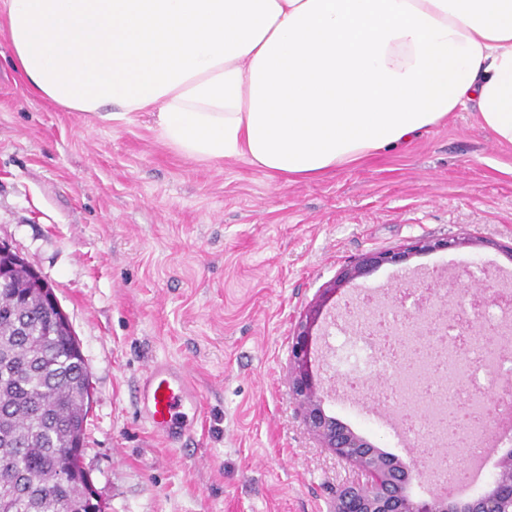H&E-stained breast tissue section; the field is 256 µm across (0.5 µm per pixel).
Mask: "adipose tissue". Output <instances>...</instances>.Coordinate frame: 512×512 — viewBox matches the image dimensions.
<instances>
[{"instance_id": "1", "label": "adipose tissue", "mask_w": 512, "mask_h": 512, "mask_svg": "<svg viewBox=\"0 0 512 512\" xmlns=\"http://www.w3.org/2000/svg\"><path fill=\"white\" fill-rule=\"evenodd\" d=\"M27 89L313 180L474 110L512 148V0H0Z\"/></svg>"}]
</instances>
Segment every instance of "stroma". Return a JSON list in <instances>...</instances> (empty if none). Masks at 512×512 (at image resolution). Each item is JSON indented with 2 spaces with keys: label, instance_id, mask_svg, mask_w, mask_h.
Returning <instances> with one entry per match:
<instances>
[{
  "label": "stroma",
  "instance_id": "stroma-1",
  "mask_svg": "<svg viewBox=\"0 0 512 512\" xmlns=\"http://www.w3.org/2000/svg\"><path fill=\"white\" fill-rule=\"evenodd\" d=\"M476 248L418 254L341 287L313 329L327 415L411 461L466 450L405 430L378 395L396 372L366 364L353 321L405 299L436 316L416 282L494 281L512 290V149L457 112L410 143L314 180L243 159L197 162L140 112L105 121L31 94L0 28V240L51 283L90 373L83 465L104 512H329L356 481L320 448L288 387L298 324L350 261L420 238ZM185 366L201 401L172 443L138 401L149 363Z\"/></svg>",
  "mask_w": 512,
  "mask_h": 512
}]
</instances>
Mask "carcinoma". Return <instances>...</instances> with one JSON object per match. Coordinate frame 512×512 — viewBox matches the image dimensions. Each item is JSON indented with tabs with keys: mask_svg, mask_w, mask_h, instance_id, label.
<instances>
[{
	"mask_svg": "<svg viewBox=\"0 0 512 512\" xmlns=\"http://www.w3.org/2000/svg\"><path fill=\"white\" fill-rule=\"evenodd\" d=\"M73 329L20 264L0 288V503L5 512H98L82 479L89 374ZM75 475L62 482L59 472Z\"/></svg>",
	"mask_w": 512,
	"mask_h": 512,
	"instance_id": "obj_1",
	"label": "carcinoma"
}]
</instances>
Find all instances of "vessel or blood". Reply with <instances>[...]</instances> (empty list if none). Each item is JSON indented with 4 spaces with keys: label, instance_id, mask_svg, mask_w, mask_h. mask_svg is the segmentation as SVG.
Masks as SVG:
<instances>
[{
    "label": "vessel or blood",
    "instance_id": "1",
    "mask_svg": "<svg viewBox=\"0 0 512 512\" xmlns=\"http://www.w3.org/2000/svg\"><path fill=\"white\" fill-rule=\"evenodd\" d=\"M139 399L151 431L167 439L187 435L185 422L200 407L186 370L169 362H155L146 369Z\"/></svg>",
    "mask_w": 512,
    "mask_h": 512
}]
</instances>
